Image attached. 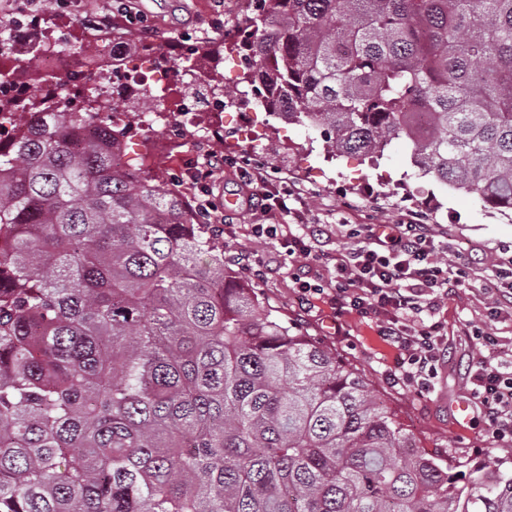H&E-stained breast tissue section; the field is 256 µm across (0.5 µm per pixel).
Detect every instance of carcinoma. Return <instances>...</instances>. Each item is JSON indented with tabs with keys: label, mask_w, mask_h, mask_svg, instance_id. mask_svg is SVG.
Returning <instances> with one entry per match:
<instances>
[{
	"label": "carcinoma",
	"mask_w": 512,
	"mask_h": 512,
	"mask_svg": "<svg viewBox=\"0 0 512 512\" xmlns=\"http://www.w3.org/2000/svg\"><path fill=\"white\" fill-rule=\"evenodd\" d=\"M230 52L327 152L512 213V0H255ZM274 65H269V61ZM148 94L0 153V512H512V474L421 449L336 352L235 279L215 225L112 166ZM432 115L426 129L414 112Z\"/></svg>",
	"instance_id": "cac0c4a2"
}]
</instances>
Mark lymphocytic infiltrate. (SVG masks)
<instances>
[{
  "instance_id": "obj_1",
  "label": "lymphocytic infiltrate",
  "mask_w": 512,
  "mask_h": 512,
  "mask_svg": "<svg viewBox=\"0 0 512 512\" xmlns=\"http://www.w3.org/2000/svg\"><path fill=\"white\" fill-rule=\"evenodd\" d=\"M243 173L238 188L246 194L247 210L267 216L273 209L288 208V201L297 203L291 210L293 224H249L243 234L278 241L290 260L313 263L329 273L311 281L295 276L298 298L309 305L323 296L337 311L349 309L375 319L381 339L397 351V380L428 387L444 356L439 315L445 300L469 280V266L442 261L430 225L410 221L337 225L335 251H323L319 238L324 227L311 223L301 207V189L289 184L272 195L264 189L263 167L249 166ZM471 380L494 438L511 445L512 372L501 371L487 353Z\"/></svg>"
}]
</instances>
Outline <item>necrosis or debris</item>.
Wrapping results in <instances>:
<instances>
[{"mask_svg":"<svg viewBox=\"0 0 512 512\" xmlns=\"http://www.w3.org/2000/svg\"><path fill=\"white\" fill-rule=\"evenodd\" d=\"M15 13V25L0 31V149H8L24 132L23 120L32 101L53 112L65 98L71 111L77 112L91 88L104 101H127L152 91L155 105L142 113L137 127L142 135L157 134L175 145L192 137L202 141L221 131L223 97L194 94L208 76L207 68L168 60L163 70H148L126 63L109 45L93 54L81 53L62 36L56 20L31 12L20 2ZM33 57L40 59L39 68H28ZM171 111L176 112V121H169ZM202 112L213 115L210 126H199Z\"/></svg>","mask_w":512,"mask_h":512,"instance_id":"obj_1","label":"necrosis or debris"}]
</instances>
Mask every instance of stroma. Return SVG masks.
<instances>
[{"label": "stroma", "mask_w": 512, "mask_h": 512, "mask_svg": "<svg viewBox=\"0 0 512 512\" xmlns=\"http://www.w3.org/2000/svg\"><path fill=\"white\" fill-rule=\"evenodd\" d=\"M242 2L137 0L135 7L145 16V24L130 25L116 16L112 26L131 28L138 38L148 30L164 42L222 57L250 16ZM270 138V149L261 159L268 172L269 192L279 190L285 181L295 184L305 193L315 220L323 224H388L414 219L431 225L435 243L448 260L470 264L474 273L468 288L448 299L442 310L448 324L444 364L425 391L392 379L396 351L379 337L375 320L351 312L335 316L330 304L322 300L299 310L289 266L278 260L277 242L242 234L219 235L217 243L225 249L247 248L278 263L263 279L241 272L238 280L252 285L275 315L297 324L355 366L375 394L399 411L421 448L442 457L481 460L511 473L512 460L503 459L471 394L470 376L479 353L468 329L483 326L496 336L494 356L505 370L512 371V316L493 310L500 286L496 266L512 257V218L486 211L472 195L432 177L404 179L408 165L399 145L373 166L351 157L328 158L322 142H308L304 129L297 125L278 123ZM126 154L129 163L164 184L170 183L175 166L194 167L187 147L153 152L145 136L129 137ZM461 402L468 403L470 412V422L463 428L453 412Z\"/></svg>", "instance_id": "obj_1"}]
</instances>
